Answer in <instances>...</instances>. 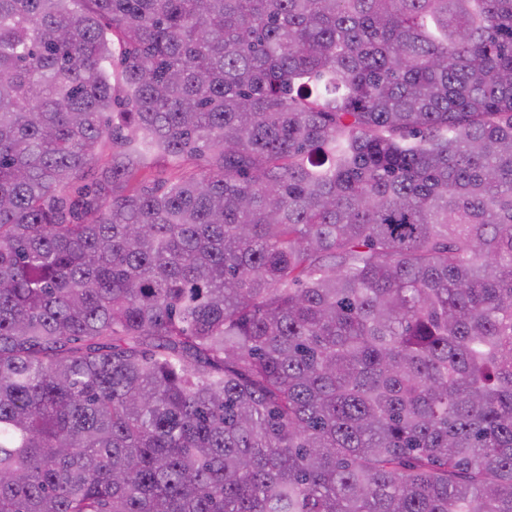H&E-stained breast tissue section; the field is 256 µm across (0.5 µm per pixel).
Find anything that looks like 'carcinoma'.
I'll return each mask as SVG.
<instances>
[{
    "instance_id": "obj_1",
    "label": "carcinoma",
    "mask_w": 512,
    "mask_h": 512,
    "mask_svg": "<svg viewBox=\"0 0 512 512\" xmlns=\"http://www.w3.org/2000/svg\"><path fill=\"white\" fill-rule=\"evenodd\" d=\"M0 512H512V0H0Z\"/></svg>"
}]
</instances>
